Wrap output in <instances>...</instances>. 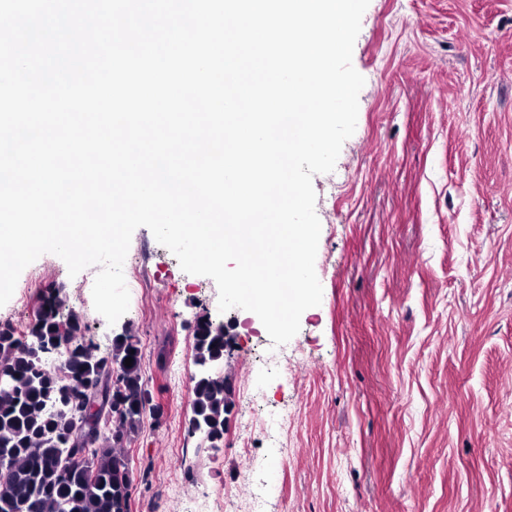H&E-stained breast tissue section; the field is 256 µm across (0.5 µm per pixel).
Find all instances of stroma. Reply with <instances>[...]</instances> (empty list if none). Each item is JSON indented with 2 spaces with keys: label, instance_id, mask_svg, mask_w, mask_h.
I'll return each mask as SVG.
<instances>
[{
  "label": "stroma",
  "instance_id": "35a3bbf8",
  "mask_svg": "<svg viewBox=\"0 0 512 512\" xmlns=\"http://www.w3.org/2000/svg\"><path fill=\"white\" fill-rule=\"evenodd\" d=\"M352 63L354 134L313 178L319 306L273 347L259 318L218 309L145 227L124 265L128 311L93 306L96 268L46 253L19 276L0 324L27 328L61 289L95 343L140 339L163 415L132 444V512H512V0H370ZM231 322L224 447L193 473L187 434L195 317ZM248 438L250 453L239 447Z\"/></svg>",
  "mask_w": 512,
  "mask_h": 512
}]
</instances>
